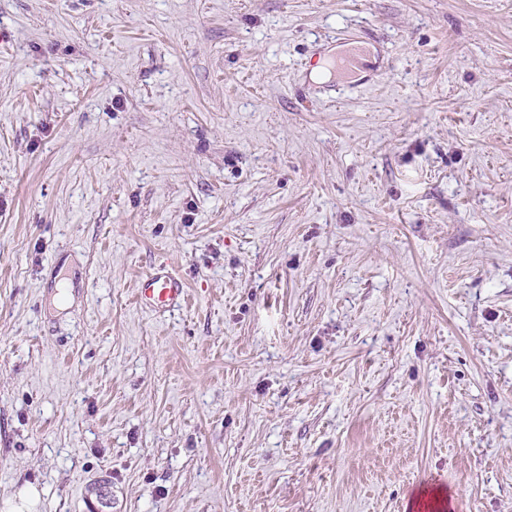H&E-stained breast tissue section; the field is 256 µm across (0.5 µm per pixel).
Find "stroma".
Returning <instances> with one entry per match:
<instances>
[{
  "label": "stroma",
  "mask_w": 512,
  "mask_h": 512,
  "mask_svg": "<svg viewBox=\"0 0 512 512\" xmlns=\"http://www.w3.org/2000/svg\"><path fill=\"white\" fill-rule=\"evenodd\" d=\"M98 481L512 512V0H0V503ZM187 288L180 276L167 265L160 264L141 276L135 305L152 313L181 306L186 303Z\"/></svg>",
  "instance_id": "1"
}]
</instances>
